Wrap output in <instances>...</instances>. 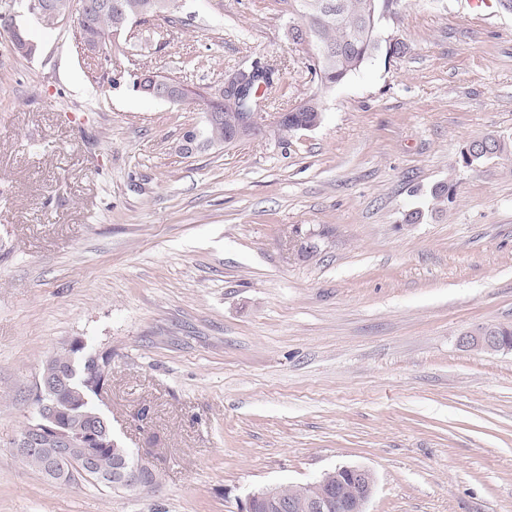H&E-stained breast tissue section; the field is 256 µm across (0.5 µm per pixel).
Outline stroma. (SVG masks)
Masks as SVG:
<instances>
[{"label": "stroma", "instance_id": "1", "mask_svg": "<svg viewBox=\"0 0 512 512\" xmlns=\"http://www.w3.org/2000/svg\"><path fill=\"white\" fill-rule=\"evenodd\" d=\"M399 0L407 43L321 92L288 0H182L133 54L196 88L275 68L277 106L325 119L279 145L187 143L205 116L139 96L123 57L86 56L72 19L0 28V512H240L341 466L367 512H512V10ZM449 188L435 204L431 192ZM420 212L419 221L406 217ZM110 359L98 399L156 486H61L14 441L43 363ZM508 330L505 336L508 342L512 341V327L505 326ZM501 326L498 324H487L474 331H468L460 337V344L469 349L485 352H498L500 350H512V345L507 344L500 336Z\"/></svg>", "mask_w": 512, "mask_h": 512}]
</instances>
